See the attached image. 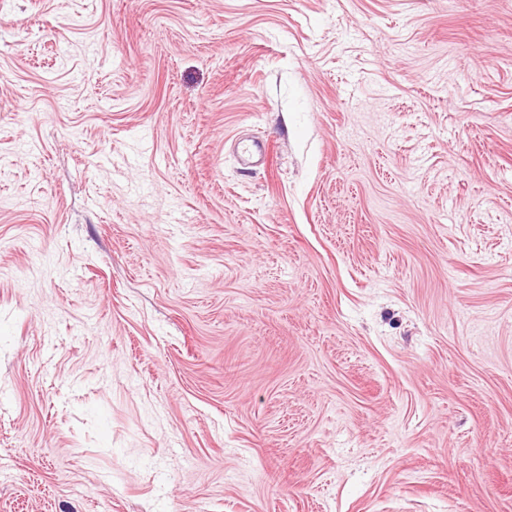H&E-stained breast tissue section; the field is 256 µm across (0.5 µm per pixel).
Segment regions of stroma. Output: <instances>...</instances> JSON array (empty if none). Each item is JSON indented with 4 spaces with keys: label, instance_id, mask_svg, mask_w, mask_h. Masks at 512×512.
Instances as JSON below:
<instances>
[{
    "label": "stroma",
    "instance_id": "obj_1",
    "mask_svg": "<svg viewBox=\"0 0 512 512\" xmlns=\"http://www.w3.org/2000/svg\"><path fill=\"white\" fill-rule=\"evenodd\" d=\"M0 512H512V0H0Z\"/></svg>",
    "mask_w": 512,
    "mask_h": 512
}]
</instances>
